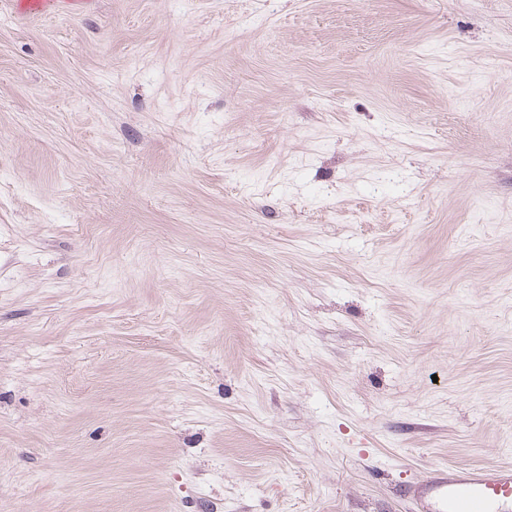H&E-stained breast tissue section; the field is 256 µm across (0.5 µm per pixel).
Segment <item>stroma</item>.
Segmentation results:
<instances>
[{"instance_id":"stroma-1","label":"stroma","mask_w":512,"mask_h":512,"mask_svg":"<svg viewBox=\"0 0 512 512\" xmlns=\"http://www.w3.org/2000/svg\"><path fill=\"white\" fill-rule=\"evenodd\" d=\"M28 2L14 512H414L402 482L512 464V0Z\"/></svg>"}]
</instances>
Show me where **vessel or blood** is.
I'll list each match as a JSON object with an SVG mask.
<instances>
[{
    "label": "vessel or blood",
    "instance_id": "obj_1",
    "mask_svg": "<svg viewBox=\"0 0 512 512\" xmlns=\"http://www.w3.org/2000/svg\"><path fill=\"white\" fill-rule=\"evenodd\" d=\"M406 493L419 512H512V465L439 468Z\"/></svg>",
    "mask_w": 512,
    "mask_h": 512
}]
</instances>
